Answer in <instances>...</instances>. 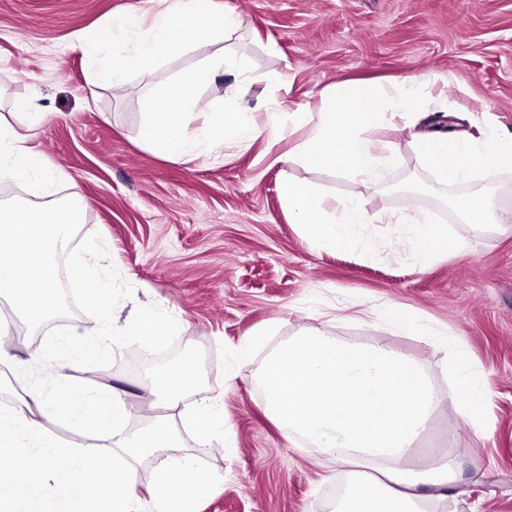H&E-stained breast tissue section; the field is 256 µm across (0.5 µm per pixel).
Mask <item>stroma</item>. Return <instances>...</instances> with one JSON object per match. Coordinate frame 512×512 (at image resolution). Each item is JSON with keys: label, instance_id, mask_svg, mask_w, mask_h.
<instances>
[{"label": "stroma", "instance_id": "1", "mask_svg": "<svg viewBox=\"0 0 512 512\" xmlns=\"http://www.w3.org/2000/svg\"><path fill=\"white\" fill-rule=\"evenodd\" d=\"M214 2L241 14L243 24L226 45L252 62L257 79L243 95L229 75L222 87L206 86L189 132L202 136L211 107L233 98L262 133L241 146L167 159L141 141L143 93L203 62L210 43L144 73L140 89L97 87L73 47L74 33L93 34L116 12L154 15L162 0H0V118L21 123L13 100L35 96L46 119L29 144L57 172L48 195L9 180H0V194L40 203L79 192L87 204L81 234L100 235L134 289L133 299L117 307L116 324L125 326L136 306L154 304L184 321L179 345L204 349L207 385L180 404L214 405L229 428L206 438L180 431L182 452L223 478L199 512H331L344 477L321 451L281 435L254 384L273 349L307 332L357 347L383 340L425 367L444 405L409 463L420 465L444 448L458 469L452 488L430 490V512H512V228L463 222L450 203L477 197L492 214L512 211V165L446 183L414 143L450 112L459 133L480 140L512 133V0ZM273 71L286 75L287 90L264 81ZM411 75L439 81L414 100L412 112L367 130L375 146L394 155L375 178L277 163L306 132L271 128V113L315 107L338 83H400ZM286 179L313 183L331 199L363 201L367 249L312 242L281 199ZM417 216L463 237L465 253L422 258L410 238ZM386 307L404 310L430 335L388 329L377 316ZM11 323L16 338L0 362V404L25 409L69 443L88 445L87 436L33 407L15 369L36 363L44 334L29 333L16 315ZM259 331L265 343L251 359H237L241 338ZM438 334L454 338L488 373L483 434L450 403L454 353L435 347ZM147 362L139 350L120 349L111 366L91 373L70 363L50 372L121 391L135 430L149 423Z\"/></svg>", "mask_w": 512, "mask_h": 512}]
</instances>
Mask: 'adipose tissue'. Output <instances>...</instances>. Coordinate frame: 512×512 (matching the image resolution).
Masks as SVG:
<instances>
[{
	"instance_id": "1",
	"label": "adipose tissue",
	"mask_w": 512,
	"mask_h": 512,
	"mask_svg": "<svg viewBox=\"0 0 512 512\" xmlns=\"http://www.w3.org/2000/svg\"><path fill=\"white\" fill-rule=\"evenodd\" d=\"M430 84V79L411 76L402 89L338 86L325 92L315 108L272 113L273 126L298 121L308 128L306 139L281 154L279 163L374 176L388 158L365 137V130L410 112L413 94L426 92ZM27 139L21 127L0 119V177L47 187L54 173ZM416 146L446 182L458 181L475 166L491 175L512 165V134L479 142L438 133ZM281 194L312 241L363 247L358 228L368 216L360 201L346 200L330 210L315 186L295 181L284 182ZM412 237L426 258L466 249L464 238L449 236L446 226L424 220L414 224ZM453 370L455 406L474 430H481L486 421V373L461 351H456ZM257 383L268 415L285 438L333 453L344 468L348 481L335 512H427L418 487L454 483L446 449L434 452V464L408 463L418 435L443 401L423 367L387 344L357 348L317 332L304 333L269 355Z\"/></svg>"
}]
</instances>
